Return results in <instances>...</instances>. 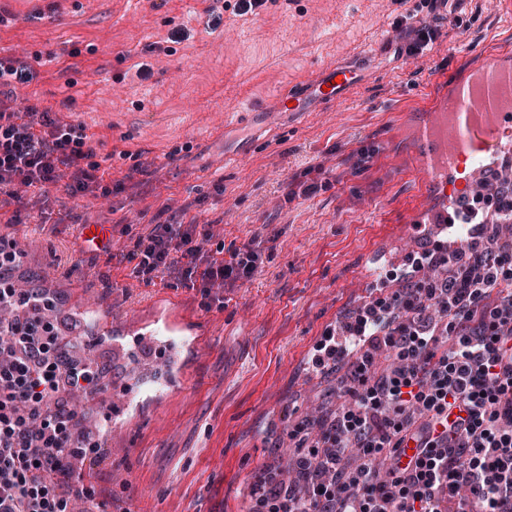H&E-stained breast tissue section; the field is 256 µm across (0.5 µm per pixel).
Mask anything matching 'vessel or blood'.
<instances>
[{
    "label": "vessel or blood",
    "mask_w": 512,
    "mask_h": 512,
    "mask_svg": "<svg viewBox=\"0 0 512 512\" xmlns=\"http://www.w3.org/2000/svg\"><path fill=\"white\" fill-rule=\"evenodd\" d=\"M354 79L348 66L325 71L317 83L284 91L282 111L300 112L306 99L322 105L341 101ZM417 175L414 186L424 203L410 212L403 227L414 235L427 216L446 221L485 168L487 154L512 152V56L479 61L452 76L441 77L430 103L421 105L408 122Z\"/></svg>",
    "instance_id": "b4317fda"
}]
</instances>
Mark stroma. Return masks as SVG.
Instances as JSON below:
<instances>
[{
    "label": "stroma",
    "instance_id": "obj_1",
    "mask_svg": "<svg viewBox=\"0 0 512 512\" xmlns=\"http://www.w3.org/2000/svg\"><path fill=\"white\" fill-rule=\"evenodd\" d=\"M207 0H0V53L34 55L36 76L17 85L22 101L62 110L98 143L103 181L125 180L114 198L58 202L30 193L43 223L5 224L24 243L29 275L60 284L69 316L87 300L111 318L114 335L85 328L76 341L106 367L79 432L97 439L106 415L134 393L137 414L118 425L94 458L95 512H248L255 471L288 454V432L306 406H324L306 362L325 329L369 296L365 271L402 250L394 234L419 200L408 169L409 113L441 74L512 43L499 0H467L438 19L429 0H275L256 15L209 20ZM438 29L432 50L412 55L395 23ZM147 64L149 78L138 75ZM338 65L359 69L341 104L311 102L282 112L281 93ZM258 102L273 113L229 132L218 120ZM249 147L248 160H225ZM317 169L321 189L289 196ZM193 204L212 221L209 251L233 249L262 225L280 236L270 261L223 302L164 274L146 284L126 255L162 204ZM89 224L111 229L87 241ZM200 328L202 351L185 350L183 386L166 399L151 387L170 376L171 352L125 339L153 317L158 297Z\"/></svg>",
    "mask_w": 512,
    "mask_h": 512
}]
</instances>
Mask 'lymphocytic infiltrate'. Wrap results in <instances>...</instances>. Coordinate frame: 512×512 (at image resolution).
Returning <instances> with one entry per match:
<instances>
[{"mask_svg":"<svg viewBox=\"0 0 512 512\" xmlns=\"http://www.w3.org/2000/svg\"><path fill=\"white\" fill-rule=\"evenodd\" d=\"M33 75L26 58L0 56V207H12L15 223L23 187H61L71 198L125 188L101 184L84 125L15 103L12 85ZM491 178L494 192L461 203L433 248L390 271L401 288L351 311L342 334L325 331L311 366L345 367V401L332 419L291 431L304 491L258 470L249 512H512V244L500 241L512 226V181ZM199 224L183 207L151 225L127 255L135 276L149 283L176 269L209 301L215 287L250 281L278 239L256 232L218 260L204 252L209 232ZM464 225L463 244L448 249L445 238ZM24 257L0 238V312H15L0 315V512H76L60 485L80 484L91 498L72 465L87 452L61 395L96 394L101 372L70 354L48 292L15 288Z\"/></svg>","mask_w":512,"mask_h":512,"instance_id":"f902f5d3","label":"lymphocytic infiltrate"}]
</instances>
